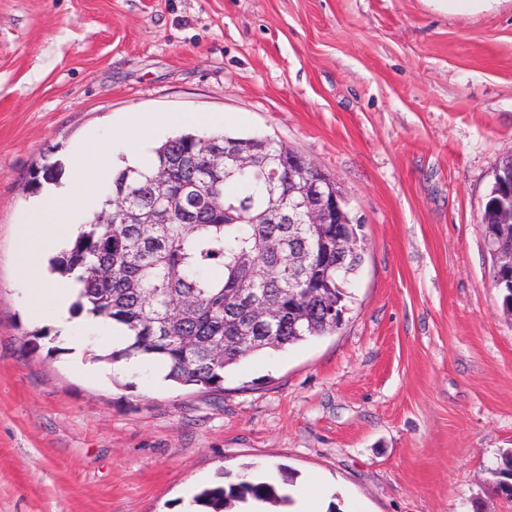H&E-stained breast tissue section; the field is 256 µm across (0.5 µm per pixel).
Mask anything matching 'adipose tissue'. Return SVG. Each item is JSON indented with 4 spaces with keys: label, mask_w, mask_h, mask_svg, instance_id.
<instances>
[{
    "label": "adipose tissue",
    "mask_w": 512,
    "mask_h": 512,
    "mask_svg": "<svg viewBox=\"0 0 512 512\" xmlns=\"http://www.w3.org/2000/svg\"><path fill=\"white\" fill-rule=\"evenodd\" d=\"M219 117L208 114H184L174 112L148 121L137 119L130 122L131 157L129 164L135 168H147L154 161L150 139L158 128L181 124L213 127ZM74 215L57 218L47 209L34 210L27 224L19 230L17 242V264L28 275L35 299V309L51 308L55 315L54 327L58 338L68 344L73 352H80L81 345L76 333L81 325L70 310L73 287L68 282H53L46 279L35 261L37 254L68 241L78 230Z\"/></svg>",
    "instance_id": "adipose-tissue-1"
}]
</instances>
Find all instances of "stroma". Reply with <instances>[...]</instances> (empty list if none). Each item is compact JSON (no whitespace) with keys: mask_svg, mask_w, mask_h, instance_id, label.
I'll return each instance as SVG.
<instances>
[{"mask_svg":"<svg viewBox=\"0 0 512 512\" xmlns=\"http://www.w3.org/2000/svg\"><path fill=\"white\" fill-rule=\"evenodd\" d=\"M224 115L342 187L364 262L335 333L226 369L224 388L94 373L32 312L16 235L128 120ZM512 154V0H0V512H196L252 470L341 512H512V316L480 222ZM62 166L34 184L43 165Z\"/></svg>","mask_w":512,"mask_h":512,"instance_id":"stroma-1","label":"stroma"}]
</instances>
